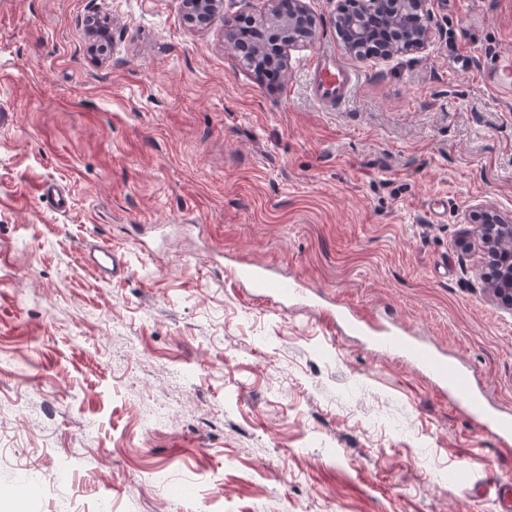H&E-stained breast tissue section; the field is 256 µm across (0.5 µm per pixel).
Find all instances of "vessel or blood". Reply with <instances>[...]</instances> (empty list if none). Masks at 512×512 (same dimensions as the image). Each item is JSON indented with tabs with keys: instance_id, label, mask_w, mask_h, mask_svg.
Masks as SVG:
<instances>
[{
	"instance_id": "vessel-or-blood-1",
	"label": "vessel or blood",
	"mask_w": 512,
	"mask_h": 512,
	"mask_svg": "<svg viewBox=\"0 0 512 512\" xmlns=\"http://www.w3.org/2000/svg\"><path fill=\"white\" fill-rule=\"evenodd\" d=\"M312 71L316 76L313 93L318 100L341 104L350 98L355 76L342 61L323 55L317 57ZM38 195L55 211L64 213L71 207L69 194L57 184L42 183ZM82 258L84 266L103 282L127 270L122 253L100 242L85 249ZM232 274L239 286L248 289L250 294H262L263 298L278 301L283 308L297 302L315 309L322 322L330 328L342 326L362 331L371 347L401 355L418 367L441 395L462 404L468 416L476 420L500 446L512 445V412L494 407L484 391L475 386L469 371L447 360L431 344L406 335L395 327H373L364 316L352 310L325 306L301 281L280 277L273 268L240 264L233 267Z\"/></svg>"
}]
</instances>
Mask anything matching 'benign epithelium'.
<instances>
[{"label":"benign epithelium","mask_w":512,"mask_h":512,"mask_svg":"<svg viewBox=\"0 0 512 512\" xmlns=\"http://www.w3.org/2000/svg\"><path fill=\"white\" fill-rule=\"evenodd\" d=\"M270 8L265 15L252 19L260 32H268L278 44L275 61L287 67V51L313 45L320 35V23L307 8L305 0H268ZM431 0H361L355 16L349 15L345 0H336L334 23L340 44L348 53L359 54L363 43L384 26L388 16L397 18L396 39L382 45L378 56L388 58L402 49L424 47L431 34ZM187 14L194 21L208 25L223 13L224 0H185ZM225 48L231 51L247 69L259 74L256 56H247L241 47L240 27L224 25ZM473 239L465 238L462 245L471 247L475 240L484 252L494 249V265L484 276L493 285V295L512 309V263L502 259L503 250L512 248V214L486 207L481 223L472 232Z\"/></svg>","instance_id":"obj_1"}]
</instances>
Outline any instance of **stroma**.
<instances>
[{
    "mask_svg": "<svg viewBox=\"0 0 512 512\" xmlns=\"http://www.w3.org/2000/svg\"><path fill=\"white\" fill-rule=\"evenodd\" d=\"M306 3L320 37L272 84L224 46L267 0L203 28L184 0H0V512H498L473 486L512 481V447L208 253L391 310L512 410V311L460 245L472 211L512 213V96L485 81L512 0H431L424 48L368 60L338 41L336 0ZM325 52L359 78L333 108L311 92ZM92 240L129 274L97 280ZM64 459L68 481L17 497L23 461ZM38 196L56 212L65 213L71 208V198L61 186L44 182L38 187Z\"/></svg>",
    "mask_w": 512,
    "mask_h": 512,
    "instance_id": "stroma-1",
    "label": "stroma"
}]
</instances>
